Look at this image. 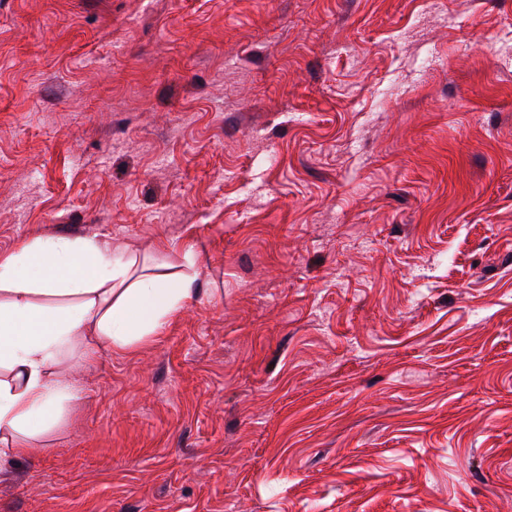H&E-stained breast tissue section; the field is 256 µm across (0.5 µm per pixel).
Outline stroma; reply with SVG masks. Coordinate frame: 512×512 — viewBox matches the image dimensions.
Instances as JSON below:
<instances>
[{
	"instance_id": "1",
	"label": "stroma",
	"mask_w": 512,
	"mask_h": 512,
	"mask_svg": "<svg viewBox=\"0 0 512 512\" xmlns=\"http://www.w3.org/2000/svg\"><path fill=\"white\" fill-rule=\"evenodd\" d=\"M509 34L512 0H0V255L195 279L64 358L0 512H512Z\"/></svg>"
}]
</instances>
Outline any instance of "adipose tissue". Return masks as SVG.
<instances>
[{"instance_id": "adipose-tissue-1", "label": "adipose tissue", "mask_w": 512, "mask_h": 512, "mask_svg": "<svg viewBox=\"0 0 512 512\" xmlns=\"http://www.w3.org/2000/svg\"><path fill=\"white\" fill-rule=\"evenodd\" d=\"M137 264L100 238H36L0 256V466L31 454L21 433L52 427L79 399L62 354L141 344L191 298L192 277L137 276Z\"/></svg>"}]
</instances>
